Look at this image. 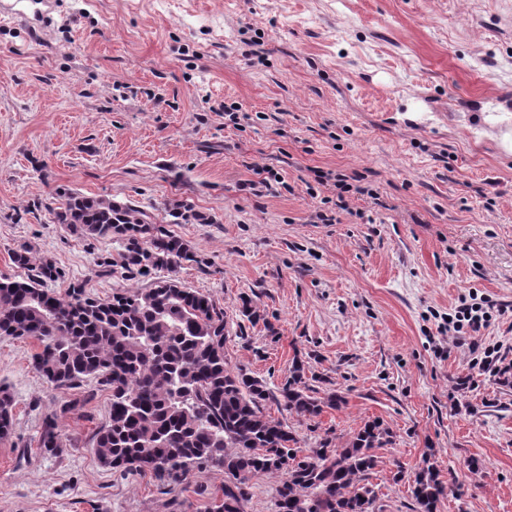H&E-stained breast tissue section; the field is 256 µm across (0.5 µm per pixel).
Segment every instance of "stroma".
<instances>
[{"mask_svg": "<svg viewBox=\"0 0 512 512\" xmlns=\"http://www.w3.org/2000/svg\"><path fill=\"white\" fill-rule=\"evenodd\" d=\"M249 118L235 125L224 108ZM512 113V0H0V273L30 249L106 298L146 279L102 271L111 241L51 223L57 189L185 203L171 225L199 261L174 276L226 314L231 366L281 382L293 358L346 403L293 427L303 450L326 430L379 419L394 435L372 476L384 512H410L409 481L433 457L451 490L436 512H512V154L488 115ZM279 184L241 191L255 168ZM317 170L361 176L338 223L314 224ZM372 215L362 223L356 211ZM474 294L496 307L487 370L448 346L447 315ZM250 299L265 324L244 322ZM32 341L0 336L14 426L0 440V512H209L224 474L180 483L103 466L91 437L110 394L59 390ZM63 446L39 448L45 419Z\"/></svg>", "mask_w": 512, "mask_h": 512, "instance_id": "obj_1", "label": "stroma"}]
</instances>
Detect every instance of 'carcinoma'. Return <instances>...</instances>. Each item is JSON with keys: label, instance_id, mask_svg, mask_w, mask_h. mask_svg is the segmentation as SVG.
Returning a JSON list of instances; mask_svg holds the SVG:
<instances>
[{"label": "carcinoma", "instance_id": "1", "mask_svg": "<svg viewBox=\"0 0 512 512\" xmlns=\"http://www.w3.org/2000/svg\"><path fill=\"white\" fill-rule=\"evenodd\" d=\"M45 209L54 224L121 242L118 266L128 277L199 263L186 241L130 201L64 189ZM166 212L171 224L205 220L184 204ZM12 262L28 274L0 273V335L32 340L33 367L56 388L94 382L111 393L107 420L92 437L101 464L149 472L162 482L203 467L221 470L224 489L211 512H244L246 484L278 473L275 512H381L371 478L375 449L392 443L391 430L378 420L365 421L345 440L330 430L298 456L295 430L266 411V402L313 422L326 408L340 409L342 396H318L298 357L276 394L231 367L224 309L211 296L172 277H152L146 288H123L105 299L84 283L58 295L48 289L60 277L54 264H33L25 248L12 252ZM12 410V395L0 385V439L11 433ZM38 445L62 447L55 419L43 422ZM446 494L436 466L424 459L412 480L416 512H435Z\"/></svg>", "mask_w": 512, "mask_h": 512}]
</instances>
